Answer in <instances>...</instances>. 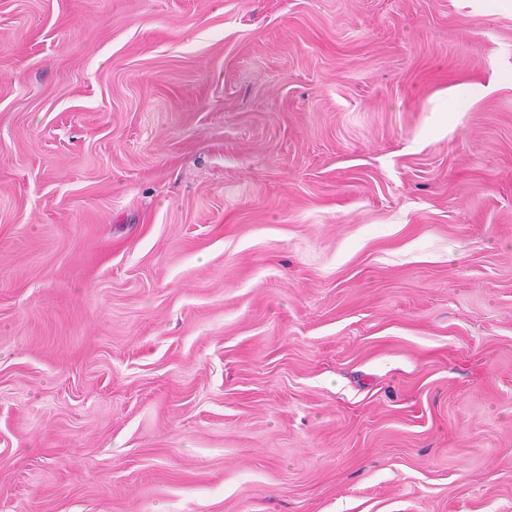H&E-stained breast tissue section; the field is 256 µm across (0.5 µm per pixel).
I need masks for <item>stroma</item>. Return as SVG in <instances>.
Returning a JSON list of instances; mask_svg holds the SVG:
<instances>
[{
  "instance_id": "stroma-1",
  "label": "stroma",
  "mask_w": 512,
  "mask_h": 512,
  "mask_svg": "<svg viewBox=\"0 0 512 512\" xmlns=\"http://www.w3.org/2000/svg\"><path fill=\"white\" fill-rule=\"evenodd\" d=\"M0 512H512V0H0Z\"/></svg>"
}]
</instances>
